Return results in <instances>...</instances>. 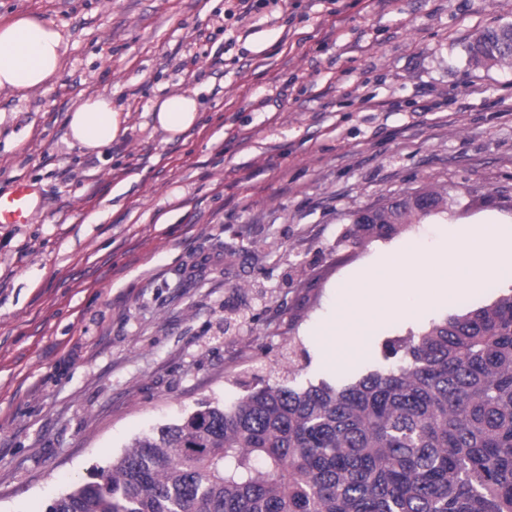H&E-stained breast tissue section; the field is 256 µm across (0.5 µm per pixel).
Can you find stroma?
Masks as SVG:
<instances>
[{"label": "stroma", "instance_id": "stroma-1", "mask_svg": "<svg viewBox=\"0 0 512 512\" xmlns=\"http://www.w3.org/2000/svg\"><path fill=\"white\" fill-rule=\"evenodd\" d=\"M63 36L52 84L0 91V192L31 183V223L0 224V512H45L92 466L258 381L341 385L385 346L512 293L371 315L359 355L327 353L342 292L387 256H436L457 229L512 225V65L473 34L512 0H0ZM129 130L103 155L67 137L83 96ZM196 94L167 139L152 105ZM447 212L354 247L348 215L426 186Z\"/></svg>", "mask_w": 512, "mask_h": 512}]
</instances>
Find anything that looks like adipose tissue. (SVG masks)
Returning <instances> with one entry per match:
<instances>
[{"label":"adipose tissue","instance_id":"ef3b65f1","mask_svg":"<svg viewBox=\"0 0 512 512\" xmlns=\"http://www.w3.org/2000/svg\"><path fill=\"white\" fill-rule=\"evenodd\" d=\"M62 67L63 39L54 25L27 13L0 21V90L25 94L43 88ZM153 112L156 128L173 139L196 125L200 103L195 95L173 93L156 99ZM66 120L71 138L89 154L102 153L128 131L126 115L105 95L79 100ZM445 256L461 270L460 282L468 288L512 274V232L500 224L472 225L460 239L448 242ZM422 267L414 257L393 255L386 278L352 289L347 298L360 306L374 296L385 298L386 314L396 315L408 298L443 296L444 288L427 284Z\"/></svg>","mask_w":512,"mask_h":512}]
</instances>
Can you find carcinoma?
I'll list each match as a JSON object with an SVG mask.
<instances>
[{"mask_svg": "<svg viewBox=\"0 0 512 512\" xmlns=\"http://www.w3.org/2000/svg\"><path fill=\"white\" fill-rule=\"evenodd\" d=\"M512 64V24L469 45ZM377 204L357 247L448 210ZM342 387L265 383L206 402L95 466L48 512H512V295L386 345Z\"/></svg>", "mask_w": 512, "mask_h": 512, "instance_id": "cac0c4a2", "label": "carcinoma"}]
</instances>
